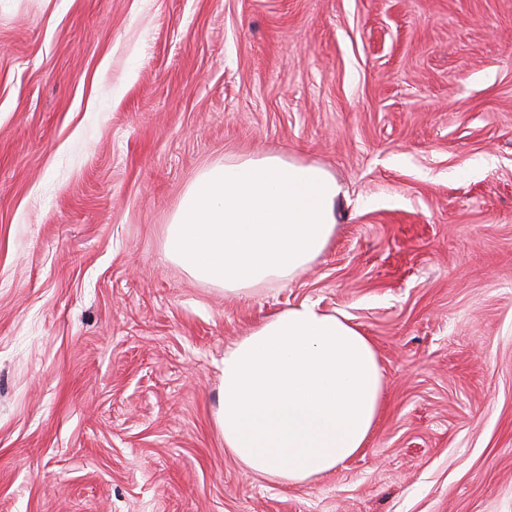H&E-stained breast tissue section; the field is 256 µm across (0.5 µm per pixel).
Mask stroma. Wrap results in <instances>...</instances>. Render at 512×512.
I'll use <instances>...</instances> for the list:
<instances>
[{
  "label": "stroma",
  "instance_id": "obj_1",
  "mask_svg": "<svg viewBox=\"0 0 512 512\" xmlns=\"http://www.w3.org/2000/svg\"><path fill=\"white\" fill-rule=\"evenodd\" d=\"M270 153L342 186L328 247L242 295L169 260L196 175ZM302 303L383 396L288 485L216 413ZM0 512H512V0H0Z\"/></svg>",
  "mask_w": 512,
  "mask_h": 512
}]
</instances>
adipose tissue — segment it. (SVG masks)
<instances>
[{
    "mask_svg": "<svg viewBox=\"0 0 512 512\" xmlns=\"http://www.w3.org/2000/svg\"><path fill=\"white\" fill-rule=\"evenodd\" d=\"M340 197L319 164L229 156L187 189L165 253L228 293L286 282L326 249ZM382 390L369 338L346 316L302 303L272 313L225 351L217 422L245 468L294 485L366 448Z\"/></svg>",
    "mask_w": 512,
    "mask_h": 512,
    "instance_id": "obj_1",
    "label": "adipose tissue"
}]
</instances>
